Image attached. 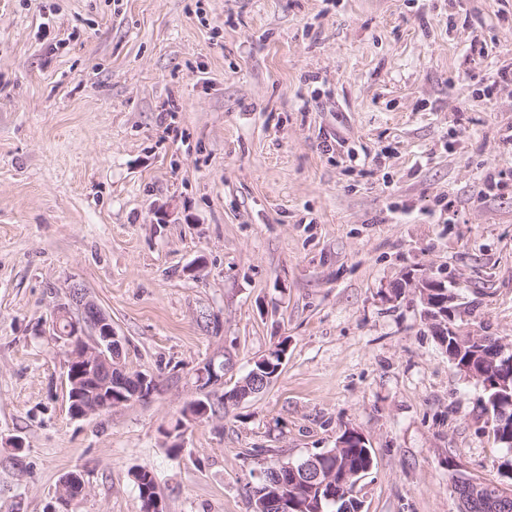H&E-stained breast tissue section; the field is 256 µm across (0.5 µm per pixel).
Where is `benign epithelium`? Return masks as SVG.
Listing matches in <instances>:
<instances>
[{"label": "benign epithelium", "instance_id": "1", "mask_svg": "<svg viewBox=\"0 0 512 512\" xmlns=\"http://www.w3.org/2000/svg\"><path fill=\"white\" fill-rule=\"evenodd\" d=\"M66 324L59 342L67 348V386L71 414L76 418L95 415L101 411L136 398L145 399L155 389V378L149 374L129 373L121 364V339L112 326V319L92 299L84 288L74 284L67 301L56 309L53 332ZM200 383L214 386L224 381V364L206 363L198 369ZM324 468V457L312 456L296 464L281 465L275 489L259 502L262 512L276 506L288 508V488L297 483L314 484L306 480ZM71 499L80 497L84 483L74 474L60 482Z\"/></svg>", "mask_w": 512, "mask_h": 512}]
</instances>
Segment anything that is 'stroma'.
I'll return each mask as SVG.
<instances>
[{"instance_id": "1", "label": "stroma", "mask_w": 512, "mask_h": 512, "mask_svg": "<svg viewBox=\"0 0 512 512\" xmlns=\"http://www.w3.org/2000/svg\"><path fill=\"white\" fill-rule=\"evenodd\" d=\"M510 67L512 0H0V512H142L140 467L166 512H252L270 463L348 430L362 512L503 483L414 283L512 347V87L484 93ZM75 283L148 398L72 416ZM282 341L270 387L172 451L196 369L225 362L215 397Z\"/></svg>"}]
</instances>
